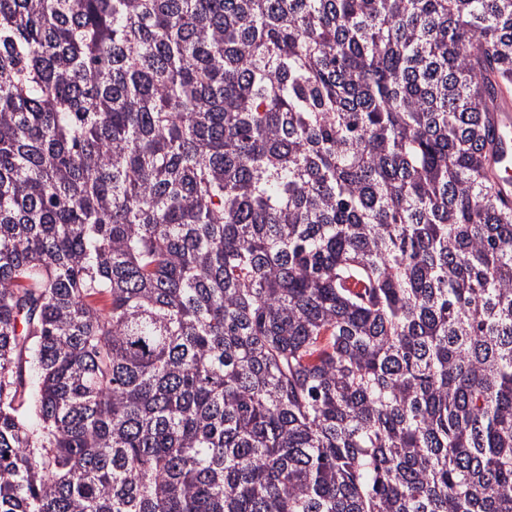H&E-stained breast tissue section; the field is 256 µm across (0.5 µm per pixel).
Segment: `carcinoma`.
Returning <instances> with one entry per match:
<instances>
[{
	"label": "carcinoma",
	"mask_w": 512,
	"mask_h": 512,
	"mask_svg": "<svg viewBox=\"0 0 512 512\" xmlns=\"http://www.w3.org/2000/svg\"><path fill=\"white\" fill-rule=\"evenodd\" d=\"M512 0H0V512H512ZM489 120L493 124L498 150L489 157L492 168L496 169L498 163L504 162L502 167V176L500 180L501 195L505 202L512 205V136L506 138L501 135V131L512 132V98L506 97L501 101L496 112H490Z\"/></svg>",
	"instance_id": "1"
}]
</instances>
